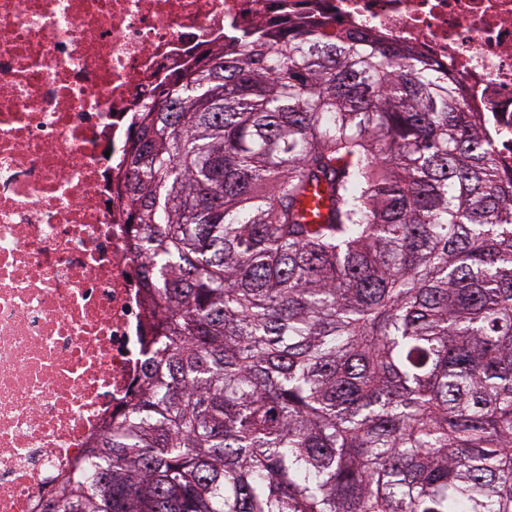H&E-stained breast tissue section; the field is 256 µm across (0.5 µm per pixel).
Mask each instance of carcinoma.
<instances>
[{
	"mask_svg": "<svg viewBox=\"0 0 512 512\" xmlns=\"http://www.w3.org/2000/svg\"><path fill=\"white\" fill-rule=\"evenodd\" d=\"M206 54L132 123L145 371L40 512H512V189L456 82L352 32Z\"/></svg>",
	"mask_w": 512,
	"mask_h": 512,
	"instance_id": "obj_1",
	"label": "carcinoma"
}]
</instances>
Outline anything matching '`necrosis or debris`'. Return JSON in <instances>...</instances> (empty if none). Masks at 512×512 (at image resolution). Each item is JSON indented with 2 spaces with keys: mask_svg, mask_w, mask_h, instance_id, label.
<instances>
[{
  "mask_svg": "<svg viewBox=\"0 0 512 512\" xmlns=\"http://www.w3.org/2000/svg\"><path fill=\"white\" fill-rule=\"evenodd\" d=\"M295 25L435 60L512 180V0H0V512H37L144 369L135 112L209 44Z\"/></svg>",
  "mask_w": 512,
  "mask_h": 512,
  "instance_id": "4bbe7bcc",
  "label": "necrosis or debris"
}]
</instances>
